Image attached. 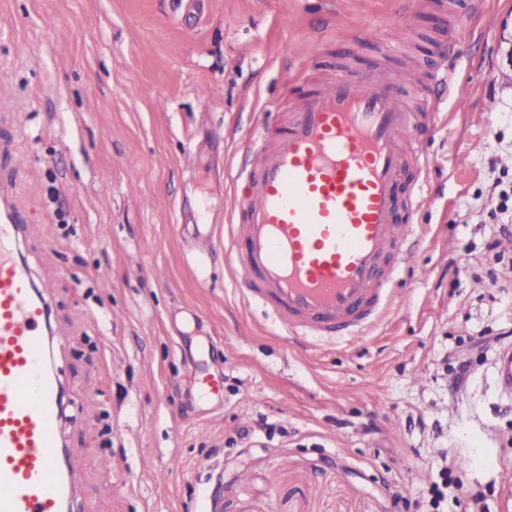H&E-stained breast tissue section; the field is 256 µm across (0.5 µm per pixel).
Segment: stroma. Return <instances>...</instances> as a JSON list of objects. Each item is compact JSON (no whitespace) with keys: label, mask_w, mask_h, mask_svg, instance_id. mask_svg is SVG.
Listing matches in <instances>:
<instances>
[{"label":"stroma","mask_w":512,"mask_h":512,"mask_svg":"<svg viewBox=\"0 0 512 512\" xmlns=\"http://www.w3.org/2000/svg\"><path fill=\"white\" fill-rule=\"evenodd\" d=\"M453 44L443 94L428 77ZM507 44L512 0L455 29L441 0H0V208L35 283H56L73 512H417L444 455V512L461 486L512 512L495 369L512 279L487 249L492 187L512 194ZM389 47L440 111L407 300L359 342L282 336L224 261L243 140L282 126L292 71H361ZM488 99V129L470 126ZM216 370L220 403L192 386Z\"/></svg>","instance_id":"1"}]
</instances>
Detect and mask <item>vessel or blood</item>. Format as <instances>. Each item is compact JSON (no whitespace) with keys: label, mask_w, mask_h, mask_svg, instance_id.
I'll list each match as a JSON object with an SVG mask.
<instances>
[{"label":"vessel or blood","mask_w":512,"mask_h":512,"mask_svg":"<svg viewBox=\"0 0 512 512\" xmlns=\"http://www.w3.org/2000/svg\"><path fill=\"white\" fill-rule=\"evenodd\" d=\"M386 63L302 86L285 126L251 134L226 264L286 336L361 340L392 298L418 227L398 221L421 198L432 115ZM48 303L0 224V512H67L74 481L60 453V381L45 330Z\"/></svg>","instance_id":"1"}]
</instances>
